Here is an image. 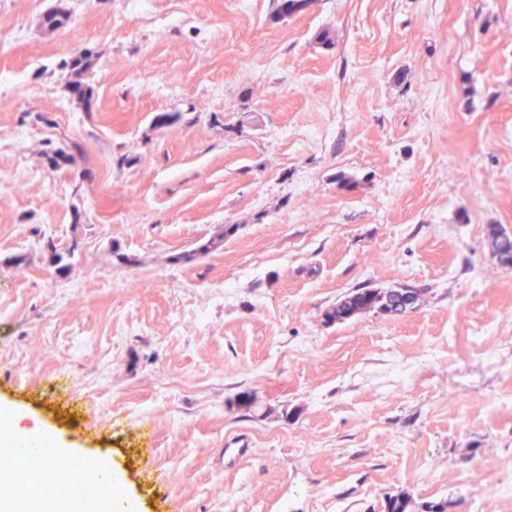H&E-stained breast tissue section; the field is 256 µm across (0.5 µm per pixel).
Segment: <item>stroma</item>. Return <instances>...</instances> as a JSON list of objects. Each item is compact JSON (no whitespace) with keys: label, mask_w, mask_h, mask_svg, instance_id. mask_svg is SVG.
Here are the masks:
<instances>
[{"label":"stroma","mask_w":512,"mask_h":512,"mask_svg":"<svg viewBox=\"0 0 512 512\" xmlns=\"http://www.w3.org/2000/svg\"><path fill=\"white\" fill-rule=\"evenodd\" d=\"M152 2L195 22L0 0V31L27 35L0 53L19 81L0 107V408L109 458L138 512H383L399 493L512 512L493 492L512 373L487 360L512 340V269L486 244L512 234V0ZM360 286L421 296L329 321ZM62 376L95 405L51 397Z\"/></svg>","instance_id":"35a3bbf8"}]
</instances>
